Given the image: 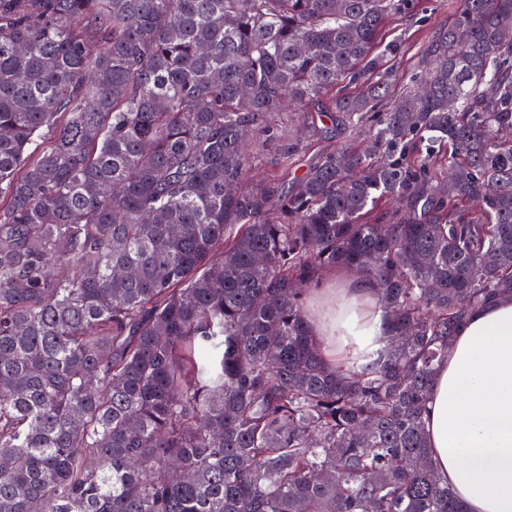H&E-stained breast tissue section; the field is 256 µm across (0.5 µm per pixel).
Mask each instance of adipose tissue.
Listing matches in <instances>:
<instances>
[{
    "mask_svg": "<svg viewBox=\"0 0 512 512\" xmlns=\"http://www.w3.org/2000/svg\"><path fill=\"white\" fill-rule=\"evenodd\" d=\"M308 312L331 362L382 345L384 312L364 278L312 289ZM423 420L437 473L466 512H512V300L459 328Z\"/></svg>",
    "mask_w": 512,
    "mask_h": 512,
    "instance_id": "adipose-tissue-1",
    "label": "adipose tissue"
}]
</instances>
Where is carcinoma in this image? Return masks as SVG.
Masks as SVG:
<instances>
[{"label":"carcinoma","instance_id":"cac0c4a2","mask_svg":"<svg viewBox=\"0 0 512 512\" xmlns=\"http://www.w3.org/2000/svg\"><path fill=\"white\" fill-rule=\"evenodd\" d=\"M413 9L0 0V512H464L423 415L512 297V0L395 95ZM292 104L360 142L288 179ZM343 267L387 346L336 370L304 300Z\"/></svg>","mask_w":512,"mask_h":512}]
</instances>
